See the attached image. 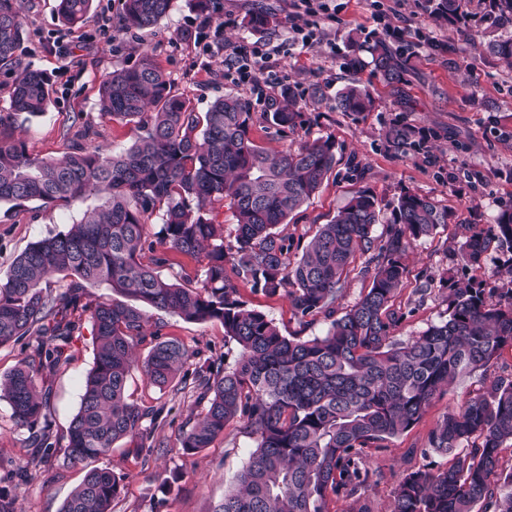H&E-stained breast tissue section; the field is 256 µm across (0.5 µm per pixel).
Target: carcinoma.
<instances>
[{"mask_svg":"<svg viewBox=\"0 0 512 512\" xmlns=\"http://www.w3.org/2000/svg\"><path fill=\"white\" fill-rule=\"evenodd\" d=\"M429 16L448 22L460 35L453 50L481 48L512 69V0H484L482 28L461 27L464 0H429ZM173 0H124L122 27H154ZM196 12L224 25L221 0H188ZM93 0H56L61 26L83 25ZM26 36L18 0H0V64L15 71L10 112L0 115V203L20 208L32 201L65 207L90 194L104 205L84 213L67 231L31 243L0 280V345L38 337L33 354L0 377V399L12 418L30 430L45 415L47 393L36 374L67 361L65 350L80 328L76 312L89 313L96 336L93 367L80 407L60 449L46 433L33 436L43 456L63 454L77 466L107 455L122 439L138 440L137 454L151 451L157 412L128 401L126 383L136 364L134 349L150 341L141 364L158 387L173 382L192 353L182 343L147 332L146 309L189 321L218 320L224 340L240 356L232 367L212 362L195 372L202 417L181 430L180 451L212 445L237 419L256 446L234 487L213 512H329L333 496L349 502L346 512H371L361 490L373 473L366 449L381 448L417 424L433 400L457 378L487 369L512 348V288L463 282L451 275L448 318L421 335L399 342L392 330L405 318L394 300L408 274L405 257L417 241L447 223L448 212L409 190L389 217L373 195L358 192L328 222L319 225L299 258L283 234L288 217L306 205L336 165L335 140L321 135L296 147L270 152L251 137L254 123L246 99L226 94L207 112L172 92L167 74L145 53L130 68L103 75L100 114L133 125L129 147L112 155L81 144L62 159L32 154L14 137L15 118L45 112L53 93L50 77L22 60ZM389 83L403 80L405 50L377 34L373 43L353 45ZM333 108L358 115L374 108L369 89L357 82L336 91ZM265 121L294 131L301 112L293 91L282 94ZM439 138L397 118L385 132L384 148L396 155L430 157ZM236 217L235 236L224 240L216 205ZM162 213L161 235L151 240L146 219ZM385 224L380 243L374 226ZM497 238L512 247V209L497 218ZM488 241L474 232L458 249L463 267L480 264ZM204 262L197 285L178 274L164 276L170 253ZM361 266L353 268L356 258ZM232 262L252 287L283 294L306 327L323 316V336L288 338L265 314L249 309L225 275ZM369 279L360 298L336 316V301L353 271ZM60 275L52 290L42 283ZM105 284L134 301L84 300L85 285ZM512 442V379L495 378L482 394L449 410L431 431L428 447L453 455L444 470L407 472L393 491L391 512H512V470L500 467L503 445ZM121 477L92 467L60 512H111Z\"/></svg>","mask_w":512,"mask_h":512,"instance_id":"1","label":"carcinoma"}]
</instances>
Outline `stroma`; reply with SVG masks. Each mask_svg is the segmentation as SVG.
Wrapping results in <instances>:
<instances>
[{"label": "stroma", "mask_w": 512, "mask_h": 512, "mask_svg": "<svg viewBox=\"0 0 512 512\" xmlns=\"http://www.w3.org/2000/svg\"><path fill=\"white\" fill-rule=\"evenodd\" d=\"M223 2L226 25L220 31L223 46L218 49L207 40L191 41V33L216 29L186 0H174L170 13L143 31L120 29L123 0H94L86 24L70 30L59 25L55 0H24L28 37L23 59L47 72L54 94L46 112L17 122V134L30 152L57 159L71 152L78 133L86 127L96 131L86 139V146L102 154L128 147L133 140L130 126L102 118L97 87L112 67L135 66L143 52H150L169 75L174 93L188 99L196 111H206L216 98L230 92L245 98L254 114L251 137L261 147L282 149L320 135L333 136L336 167L309 205L290 216L286 231L294 241L307 244L317 225L330 220L358 190L373 194L386 211L404 190L430 197L447 209V224L416 242L407 259L408 280L395 300L407 315L393 334L405 341L445 319L448 289L442 280L449 268L457 266L456 250L467 231L482 233L490 247L480 266L465 270L466 278L492 275L512 257V249L499 242L496 226L498 213L512 207V70L479 50L452 51L456 32L444 23L428 24L434 43L413 48L406 82L387 86L370 64L352 65L349 37L371 41L377 15L391 25H405L423 16L426 0H402L398 5L393 0H335L329 16L320 21V43L310 52L292 56L286 53L289 0ZM254 12L273 15L277 27L262 33L248 31L244 22ZM244 41L274 51L270 68L276 83L267 91L270 103L258 102L256 92L224 77L233 48ZM355 80L372 91L374 109L356 116L334 110L337 90ZM288 88L295 94L302 120L296 133L279 134L263 114L272 111L273 101ZM397 116L418 127L440 128L442 139L430 158L402 159L383 149L382 134ZM461 141L468 143V151L457 150ZM355 162L365 168L362 177L352 176L349 170ZM103 202L102 196L92 194L67 209L38 202L20 209L0 204V279L29 243L67 230L86 210ZM234 282L240 299L272 319L283 335L307 339L326 333L328 322L321 317L301 326L284 295L254 290L241 276ZM149 323L160 329L162 338L179 340L190 350L185 375L213 361L233 365L239 356L238 347L225 342L220 321H187L153 310ZM94 352L92 324L85 318L66 348V364L36 376L39 389L48 393L47 431L52 441H66ZM511 375L512 348L508 347L487 371L460 377L438 395L410 431L385 447L369 449L367 465L376 475L363 497L371 512H390L392 492L407 469L447 467L449 455L428 448L429 433L449 409L483 393L494 377ZM126 392L130 401L159 410L154 436L161 446L142 456L136 454L134 443L124 439L99 459V466L110 467L122 477L112 512H212L247 464L254 437L234 420L211 447L182 453L180 429L201 412L192 384L179 377L161 389L136 367ZM31 439V430L17 426L8 402L0 400V489L14 499L16 512H60L85 469L64 465L57 455L17 476L16 462L37 453Z\"/></svg>", "instance_id": "obj_1"}]
</instances>
